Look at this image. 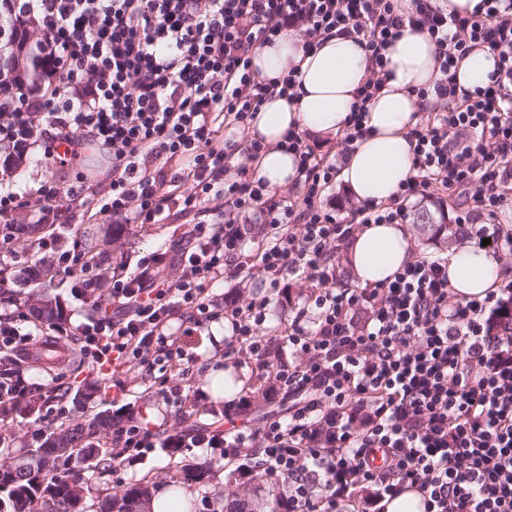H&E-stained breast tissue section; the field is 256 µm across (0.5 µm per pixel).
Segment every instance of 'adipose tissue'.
<instances>
[{
  "mask_svg": "<svg viewBox=\"0 0 512 512\" xmlns=\"http://www.w3.org/2000/svg\"><path fill=\"white\" fill-rule=\"evenodd\" d=\"M386 57L394 77L369 103V133L357 142L339 173L348 194L360 201H388L409 179L407 133L420 118L414 91L433 85L439 76L434 44L420 26H405ZM253 66L263 80L283 78L292 69L299 80L296 98L267 100L245 130L248 139L265 145L252 163L253 176L274 191L298 177L294 154L281 146L284 137L295 131L328 142L343 132L369 58L345 35L327 37L306 53L299 34L287 31L273 44L254 50ZM345 252L356 283L371 286L392 278L412 260L411 232L404 224H367ZM501 277L500 262L473 246L455 247L448 255V281L458 299L484 298L499 287Z\"/></svg>",
  "mask_w": 512,
  "mask_h": 512,
  "instance_id": "ef3b65f1",
  "label": "adipose tissue"
}]
</instances>
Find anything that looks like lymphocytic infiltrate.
Instances as JSON below:
<instances>
[{"mask_svg":"<svg viewBox=\"0 0 512 512\" xmlns=\"http://www.w3.org/2000/svg\"><path fill=\"white\" fill-rule=\"evenodd\" d=\"M20 10L40 25L55 78L36 101L0 114V141L25 148L42 122L54 131L45 153L60 166L92 143L111 167L107 191L90 197L52 181L0 194V223L21 210L48 217L70 198L116 224L190 220L181 275L166 277L160 254L144 256L78 326L85 356L132 373L180 357L182 336L220 317L232 336L226 355L269 374L272 394L288 401L287 417L205 443L128 418L112 435L113 465L151 448L205 444L229 459L255 448L264 478L286 482L287 512H384L410 488L423 512H512V278L483 299L459 300L447 258L417 256L374 287L336 284L340 249L358 226L406 223L411 203L432 193L466 199L456 223L475 225L493 252L512 250V229L500 222L512 207V0H480L458 16L437 0H22ZM408 24L429 33L439 71L415 92L427 119L408 132L412 174L389 201L338 217L323 198L368 133L367 105L392 76L385 53ZM288 30L306 51L321 36L347 35L370 68L336 155L286 136L300 177L279 199L250 173L263 143L230 132L245 130L272 95L296 97V72L274 85L252 65L256 47ZM478 47L496 69L468 91L457 70ZM247 224L261 226L260 241L247 239ZM40 249L83 294L100 291V259L78 225L49 233ZM303 278L312 291L268 330L269 293ZM253 279L264 294L217 310L213 283ZM378 452L380 468L371 464Z\"/></svg>","mask_w":512,"mask_h":512,"instance_id":"1","label":"lymphocytic infiltrate"}]
</instances>
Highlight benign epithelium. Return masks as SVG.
I'll use <instances>...</instances> for the list:
<instances>
[{"mask_svg":"<svg viewBox=\"0 0 512 512\" xmlns=\"http://www.w3.org/2000/svg\"><path fill=\"white\" fill-rule=\"evenodd\" d=\"M41 55L42 41L33 24L13 12L12 0H0V80L39 85Z\"/></svg>","mask_w":512,"mask_h":512,"instance_id":"1","label":"benign epithelium"}]
</instances>
